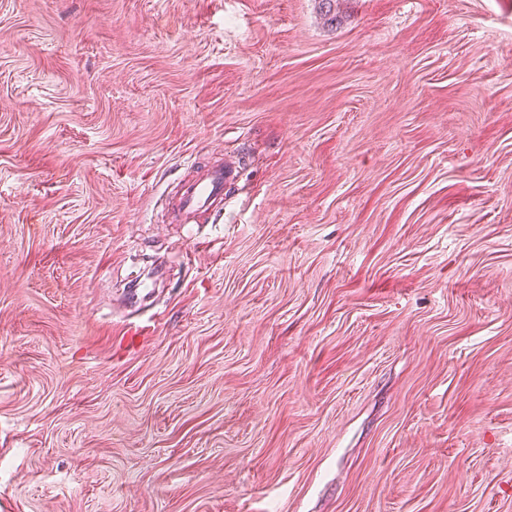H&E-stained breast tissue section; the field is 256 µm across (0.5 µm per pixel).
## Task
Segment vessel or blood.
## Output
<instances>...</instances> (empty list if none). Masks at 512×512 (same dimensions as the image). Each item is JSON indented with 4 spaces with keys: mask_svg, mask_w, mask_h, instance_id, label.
<instances>
[{
    "mask_svg": "<svg viewBox=\"0 0 512 512\" xmlns=\"http://www.w3.org/2000/svg\"><path fill=\"white\" fill-rule=\"evenodd\" d=\"M188 165L195 171L182 182L172 202V221L176 224H202L224 210L228 188L238 169L229 163L200 166L197 160Z\"/></svg>",
    "mask_w": 512,
    "mask_h": 512,
    "instance_id": "obj_1",
    "label": "vessel or blood"
}]
</instances>
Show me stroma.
Instances as JSON below:
<instances>
[{"label":"stroma","instance_id":"obj_1","mask_svg":"<svg viewBox=\"0 0 512 512\" xmlns=\"http://www.w3.org/2000/svg\"><path fill=\"white\" fill-rule=\"evenodd\" d=\"M337 13L0 0V512H512V0ZM196 175L181 183L172 201L174 224H205L224 212L228 187L235 180L238 168L229 163L199 166L196 158L187 162Z\"/></svg>","mask_w":512,"mask_h":512}]
</instances>
